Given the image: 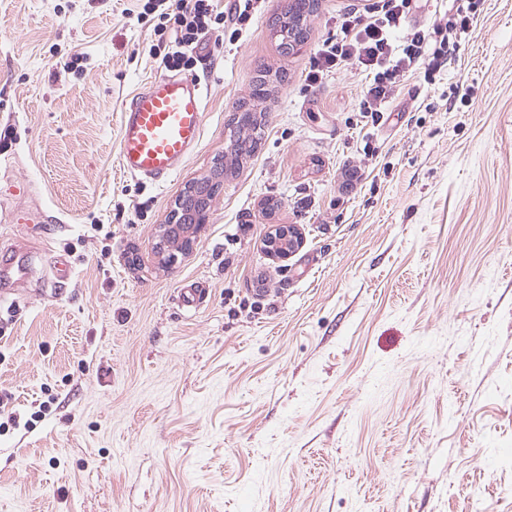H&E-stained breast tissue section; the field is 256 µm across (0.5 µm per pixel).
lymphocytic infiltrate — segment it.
Here are the masks:
<instances>
[{
  "label": "lymphocytic infiltrate",
  "instance_id": "f902f5d3",
  "mask_svg": "<svg viewBox=\"0 0 512 512\" xmlns=\"http://www.w3.org/2000/svg\"><path fill=\"white\" fill-rule=\"evenodd\" d=\"M261 0H232L230 7L219 8L217 0H145L144 15H157L153 28L157 39L150 55L160 59L171 72L192 70L200 59L199 51L208 35L246 25L258 12ZM412 0H383L380 9L340 14L342 36L323 42L307 74L316 83L342 68L354 65L368 71L367 84L359 109L381 112L398 87L404 73L420 60L429 70L443 66L450 51L449 41L429 49L424 30L402 33V21Z\"/></svg>",
  "mask_w": 512,
  "mask_h": 512
}]
</instances>
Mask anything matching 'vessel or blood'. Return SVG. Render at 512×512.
<instances>
[{"label":"vessel or blood","mask_w":512,"mask_h":512,"mask_svg":"<svg viewBox=\"0 0 512 512\" xmlns=\"http://www.w3.org/2000/svg\"><path fill=\"white\" fill-rule=\"evenodd\" d=\"M206 90L197 78L160 75L123 106L119 165L130 176L164 182L199 145Z\"/></svg>","instance_id":"1"}]
</instances>
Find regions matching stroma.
Wrapping results in <instances>:
<instances>
[{"label":"stroma","instance_id":"stroma-1","mask_svg":"<svg viewBox=\"0 0 512 512\" xmlns=\"http://www.w3.org/2000/svg\"><path fill=\"white\" fill-rule=\"evenodd\" d=\"M368 2L318 0L287 54L288 0L208 40L202 142L158 186L118 159L124 101L164 72L140 0H0V197L39 207L0 223V264L48 242L73 267L46 287L35 254L0 303V512H512V0H419L431 45L469 27L372 118L356 68L306 79ZM267 69L257 151L162 263ZM279 224L302 245L277 262ZM199 193L200 190L196 191L194 187H190L187 191V200L183 198L174 204V207L170 211L169 224H162L161 226V233L159 236L160 247H164V249L167 250L168 245L166 231L169 227L173 226V224L192 225L184 224V220L189 214L193 213L196 202L198 198L201 197V194Z\"/></svg>","mask_w":512,"mask_h":512}]
</instances>
